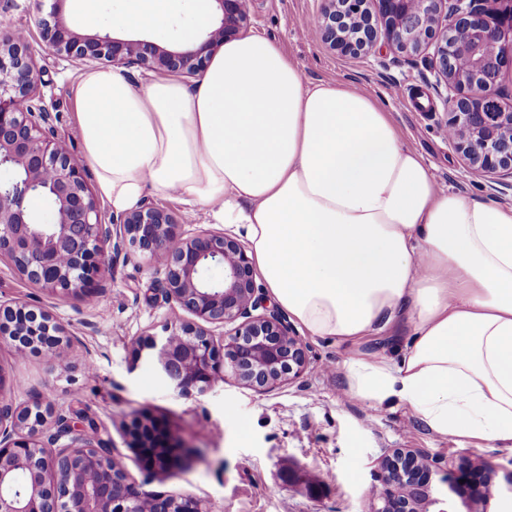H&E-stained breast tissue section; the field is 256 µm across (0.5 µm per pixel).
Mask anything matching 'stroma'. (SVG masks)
Instances as JSON below:
<instances>
[{"mask_svg":"<svg viewBox=\"0 0 512 512\" xmlns=\"http://www.w3.org/2000/svg\"><path fill=\"white\" fill-rule=\"evenodd\" d=\"M127 0H101L90 35L136 37L170 50L185 49L184 29L197 21L198 0H179L164 33L124 30L115 20ZM320 0H251L250 33L279 43L304 81H332L366 91L390 112L404 141L431 167L437 182L463 196L512 206V188L491 190L470 171L441 131L444 106L432 87L428 52L381 49L358 57L324 44L307 24ZM37 45L44 102L55 135L81 154L75 87L85 68ZM163 258L121 253L84 300L38 288L0 261V302H24L50 312L69 336L55 357L16 356L0 344V365L15 378L6 400L34 404L64 417L71 436L87 435L111 448L150 490L190 494L211 512H365L367 495L383 459L413 448L438 460L435 494L450 497L449 476L460 456H484L496 470L497 492L488 512H512V447L451 438L433 432L407 406L378 409L346 392L345 363L353 355L399 359L413 339L410 321L390 332L352 342L305 336L307 370L296 381L258 393L226 378L210 392L180 396L148 359L143 343L159 336L179 314L163 288ZM149 410L199 454L165 475H149L131 446L132 416ZM245 430H238L237 421Z\"/></svg>","mask_w":512,"mask_h":512,"instance_id":"35a3bbf8","label":"stroma"}]
</instances>
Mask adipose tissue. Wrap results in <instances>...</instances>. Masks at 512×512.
I'll use <instances>...</instances> for the list:
<instances>
[{
	"label": "adipose tissue",
	"mask_w": 512,
	"mask_h": 512,
	"mask_svg": "<svg viewBox=\"0 0 512 512\" xmlns=\"http://www.w3.org/2000/svg\"><path fill=\"white\" fill-rule=\"evenodd\" d=\"M163 31L177 0H130ZM83 159L115 212L146 188L236 228L275 301L309 335L414 326L398 363L354 357L352 397L406 404L434 432L512 444V207L442 188L374 98L303 81L269 39L225 43L197 93L134 90L111 68L77 89Z\"/></svg>",
	"instance_id": "ef3b65f1"
}]
</instances>
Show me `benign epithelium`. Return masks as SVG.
Segmentation results:
<instances>
[{
    "instance_id": "obj_1",
    "label": "benign epithelium",
    "mask_w": 512,
    "mask_h": 512,
    "mask_svg": "<svg viewBox=\"0 0 512 512\" xmlns=\"http://www.w3.org/2000/svg\"><path fill=\"white\" fill-rule=\"evenodd\" d=\"M52 0L47 15H34L44 49L79 65L100 64L122 72L137 67L156 75L198 76L224 42L245 36L250 0H212L220 14L192 47L164 49L150 41L84 35L59 18ZM313 24L333 50L358 56L381 43L417 54L433 48L429 67L435 87H444L442 125L466 166L500 182L512 179V109L500 101V78L512 69V0H321ZM456 31L468 34L454 41ZM470 61L460 76L456 59ZM42 69L30 32L0 30V259H9L31 283L66 296L86 294L94 279L129 245L147 258L165 260L164 288L169 300L192 320L146 348L157 372L178 393H206L231 375L259 393L299 378L308 349L282 314L264 307L247 247L238 239L200 230L187 234L185 215L141 203L102 222L98 201L88 186L87 164L51 130L50 113L40 92ZM41 195L49 219L28 205ZM222 269L215 278L211 270ZM233 325L223 333L219 358L213 326ZM63 329L44 311L22 302L0 304V339L52 354ZM41 406L20 411L0 405V512H209L194 496L146 489L112 453L90 437L69 434L63 418L56 431L43 429ZM133 441L148 467L166 472L191 446L174 438L156 418L137 420ZM438 462L401 448L386 463L366 512H485L495 488V466L468 457L461 477L484 476L480 486L456 491L446 501L435 496L429 475Z\"/></svg>"
}]
</instances>
